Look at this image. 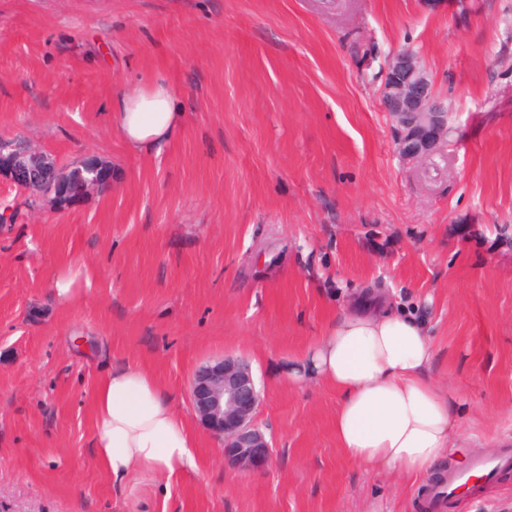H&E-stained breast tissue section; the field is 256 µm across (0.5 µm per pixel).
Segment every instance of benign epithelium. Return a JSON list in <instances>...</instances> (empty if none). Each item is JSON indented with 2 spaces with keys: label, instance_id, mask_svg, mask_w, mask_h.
Returning <instances> with one entry per match:
<instances>
[{
  "label": "benign epithelium",
  "instance_id": "7a95c632",
  "mask_svg": "<svg viewBox=\"0 0 512 512\" xmlns=\"http://www.w3.org/2000/svg\"><path fill=\"white\" fill-rule=\"evenodd\" d=\"M381 101L395 129V152L401 159L418 163L447 146L448 105L436 96L414 51L389 59ZM81 166L94 173L89 192L112 180L101 163L85 159ZM0 180L25 196L48 201L57 210L72 207L65 200L66 181L56 160L26 144L0 139ZM191 402L197 420L222 441L227 464L252 472L271 465L272 445L255 420L260 393L248 361L226 355L200 364L192 376Z\"/></svg>",
  "mask_w": 512,
  "mask_h": 512
}]
</instances>
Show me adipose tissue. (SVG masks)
<instances>
[{
    "label": "adipose tissue",
    "instance_id": "obj_1",
    "mask_svg": "<svg viewBox=\"0 0 512 512\" xmlns=\"http://www.w3.org/2000/svg\"><path fill=\"white\" fill-rule=\"evenodd\" d=\"M183 104L167 80L121 94L109 119L133 154L160 151L174 136ZM435 351L409 311L340 310L324 334L281 360L290 387L335 390L336 442L343 456L413 481L431 473L473 415L463 389L432 375ZM93 448L116 482L139 474L194 471L196 437L167 390L144 368L112 367L94 393Z\"/></svg>",
    "mask_w": 512,
    "mask_h": 512
}]
</instances>
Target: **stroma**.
<instances>
[{
	"label": "stroma",
	"mask_w": 512,
	"mask_h": 512,
	"mask_svg": "<svg viewBox=\"0 0 512 512\" xmlns=\"http://www.w3.org/2000/svg\"><path fill=\"white\" fill-rule=\"evenodd\" d=\"M414 51L448 105L449 146L394 151L381 102ZM165 77L183 126L126 151L115 98ZM0 137L112 190L28 207L0 182V512H422L424 485L347 461L338 399L278 360L336 309L401 301L433 373L481 420L448 464L512 446V0H0ZM77 280L60 304L52 283ZM231 354L261 391V472L225 464L194 418L195 367ZM151 371L197 435L199 470L116 485L93 448L112 366ZM443 512H512V470Z\"/></svg>",
	"instance_id": "obj_1"
}]
</instances>
